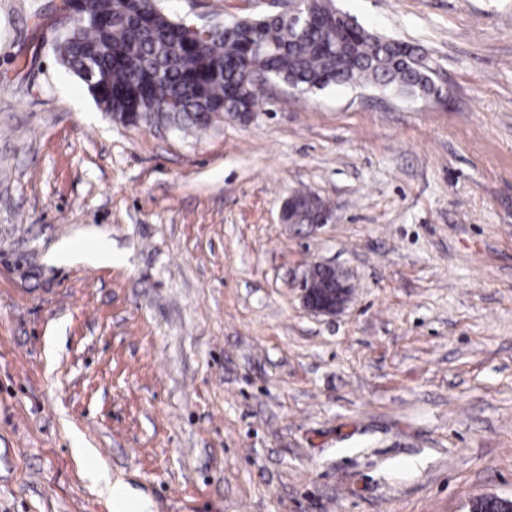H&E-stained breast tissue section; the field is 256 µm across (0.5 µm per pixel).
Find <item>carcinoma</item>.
<instances>
[{
	"label": "carcinoma",
	"mask_w": 512,
	"mask_h": 512,
	"mask_svg": "<svg viewBox=\"0 0 512 512\" xmlns=\"http://www.w3.org/2000/svg\"><path fill=\"white\" fill-rule=\"evenodd\" d=\"M82 9L85 21L58 42L61 65L80 77L91 60L83 82L121 123L204 130L210 112L242 120L255 111L257 75L306 93L343 84L411 99L443 93L413 45L366 29L331 0H301L304 23L286 13L237 18L194 41L151 0H86Z\"/></svg>",
	"instance_id": "cac0c4a2"
}]
</instances>
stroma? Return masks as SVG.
Segmentation results:
<instances>
[{
	"mask_svg": "<svg viewBox=\"0 0 512 512\" xmlns=\"http://www.w3.org/2000/svg\"><path fill=\"white\" fill-rule=\"evenodd\" d=\"M0 0V512H469L512 496V0H334L441 98L272 81L114 121ZM221 23L267 0H160ZM298 190L332 223L283 224ZM108 241L113 262L58 261ZM317 262L352 287L317 316Z\"/></svg>",
	"mask_w": 512,
	"mask_h": 512,
	"instance_id": "1",
	"label": "stroma"
}]
</instances>
